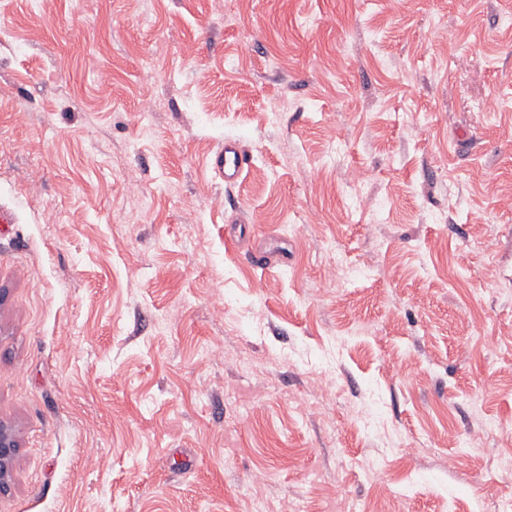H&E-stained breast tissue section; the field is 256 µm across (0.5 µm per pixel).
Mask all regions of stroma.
I'll return each mask as SVG.
<instances>
[{"label":"stroma","instance_id":"obj_1","mask_svg":"<svg viewBox=\"0 0 512 512\" xmlns=\"http://www.w3.org/2000/svg\"><path fill=\"white\" fill-rule=\"evenodd\" d=\"M510 15L0 0V512H499ZM211 168L224 180L227 186H234L241 179L247 165L248 157L234 139H225L222 145L211 157ZM19 452V445L13 429L0 422V494L10 488L12 469Z\"/></svg>","mask_w":512,"mask_h":512}]
</instances>
